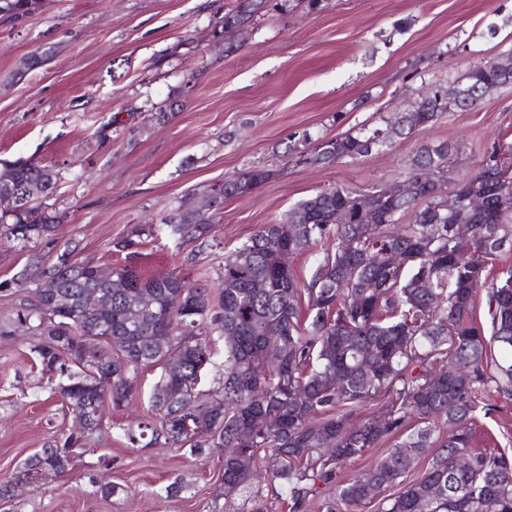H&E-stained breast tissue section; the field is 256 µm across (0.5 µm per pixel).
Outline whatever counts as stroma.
<instances>
[{
    "instance_id": "obj_1",
    "label": "stroma",
    "mask_w": 512,
    "mask_h": 512,
    "mask_svg": "<svg viewBox=\"0 0 512 512\" xmlns=\"http://www.w3.org/2000/svg\"><path fill=\"white\" fill-rule=\"evenodd\" d=\"M230 0H39L30 14L0 16V165L37 159L60 176L47 199L75 259L134 265L217 287L224 257L299 201L335 186L368 190L409 173L423 142L458 146L447 192L473 173L494 142L512 143V85L470 112L368 156L323 164L318 145L407 108L421 84H448L512 48V0H292L257 17L232 54L216 43ZM182 111L157 123L168 99ZM252 167L271 177L209 216L207 238L176 244L113 239L157 224L225 177ZM33 341L0 339V479L75 417L41 372ZM160 367L139 369L138 396L111 411L68 473L18 497L22 512H248V493L225 499L220 449L130 448L123 430L147 413ZM472 446L512 457V399L477 414ZM121 487L109 499L93 478ZM181 482L178 496L168 485Z\"/></svg>"
}]
</instances>
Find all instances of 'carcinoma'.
I'll list each match as a JSON object with an SVG mask.
<instances>
[{
    "instance_id": "carcinoma-1",
    "label": "carcinoma",
    "mask_w": 512,
    "mask_h": 512,
    "mask_svg": "<svg viewBox=\"0 0 512 512\" xmlns=\"http://www.w3.org/2000/svg\"><path fill=\"white\" fill-rule=\"evenodd\" d=\"M272 0H235L224 10L220 43L238 50L236 31L249 29ZM38 0H0V15L34 10ZM505 86L488 62L446 86L435 85L408 116L359 128L321 143L316 160H354L431 126L444 112L475 110ZM448 141L419 145L400 195L336 186L322 190L265 224L224 257L211 289L175 274L145 278L130 265L112 267L133 287L117 294L96 281V265L73 259L66 247L51 260L33 256L0 291L18 296L15 316L0 323V337L27 332L42 371L56 381L67 408L91 417L27 455L5 479L0 501L15 499L19 484L36 486L47 471L73 466V449L101 427L106 409L135 396L139 367L161 366L145 421L123 429L130 448L189 447L202 454L224 449V498L266 480L288 487L289 512H306L321 486L335 487L325 512H355L374 502L369 487L385 493L378 512H512V459L471 446L476 413L492 411L494 395L512 397V268L488 275V261L512 249V146H492L477 170L459 181L463 202L450 216L435 185L446 179ZM270 176L250 168L214 188L224 202L250 195ZM60 180L53 166L16 161L0 168V193L20 200L0 212V235L25 248L56 241L61 223L45 212ZM481 208H468L469 198ZM374 205L368 220L364 199ZM411 222L403 223L405 215ZM456 224L473 228V242L453 239ZM164 233L180 243L205 238L210 225L196 207L180 206L159 224L139 225L112 241L116 251L144 234ZM399 252L401 266L383 252ZM314 254L313 272L299 279L283 256ZM267 287L257 289L254 282ZM142 310L140 325L126 311ZM490 324L485 334L483 322ZM224 343L218 388L198 389L201 366L211 364L208 335ZM279 337L269 346L266 336ZM384 400L383 414L360 425L353 412ZM395 440L368 468L347 473L383 442ZM428 464L415 472L409 458Z\"/></svg>"
}]
</instances>
